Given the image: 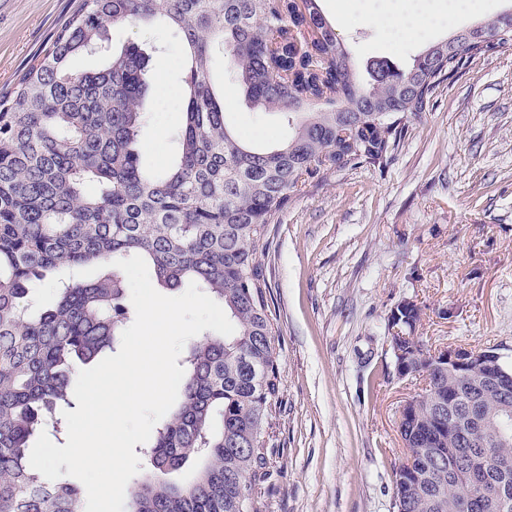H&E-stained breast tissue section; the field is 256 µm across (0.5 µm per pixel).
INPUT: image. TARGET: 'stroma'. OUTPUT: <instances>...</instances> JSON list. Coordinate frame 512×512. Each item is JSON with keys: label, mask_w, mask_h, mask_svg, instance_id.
<instances>
[{"label": "stroma", "mask_w": 512, "mask_h": 512, "mask_svg": "<svg viewBox=\"0 0 512 512\" xmlns=\"http://www.w3.org/2000/svg\"><path fill=\"white\" fill-rule=\"evenodd\" d=\"M80 0H0V96ZM420 0L429 21L396 34L405 0H321L358 64L408 68L429 45L512 7V0ZM114 46L148 49L151 119L141 160L163 168L183 121L182 55L164 27L114 28ZM250 144L284 138L279 117L225 100ZM269 308L277 333L282 406L254 486L257 512H393L406 457L399 409L424 387L399 378L388 317L421 309L416 333L432 348H493L512 363V46L475 57L444 84L384 169L362 165L295 194L268 226Z\"/></svg>", "instance_id": "35a3bbf8"}]
</instances>
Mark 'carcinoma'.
Masks as SVG:
<instances>
[{
	"label": "carcinoma",
	"instance_id": "obj_1",
	"mask_svg": "<svg viewBox=\"0 0 512 512\" xmlns=\"http://www.w3.org/2000/svg\"><path fill=\"white\" fill-rule=\"evenodd\" d=\"M181 39L185 121L160 173L137 145L149 114L148 59L135 43L100 68L70 62L108 28L156 18ZM310 39H305V36ZM512 43V10L440 41L400 70L374 63L360 77L319 0H81L43 56L0 96V512H78L79 490L50 484L29 462L32 437L70 401V361H93L130 321L117 260L138 255L162 285L195 281L235 327L207 334L181 360L183 398L154 435L151 470L129 512H250L265 468L266 428L281 403L267 300V225L298 187L360 164L385 168L440 85L468 61ZM227 81L280 114L287 138L242 141L224 116L212 55ZM95 191H88L89 185ZM99 259L107 272L63 283L49 309L32 287L47 273ZM391 340L427 379L401 422L408 457L395 471L394 512H493L466 502V461L512 464V391L502 401L458 390L414 335L421 310H398ZM184 474L179 484L166 476Z\"/></svg>",
	"mask_w": 512,
	"mask_h": 512
}]
</instances>
